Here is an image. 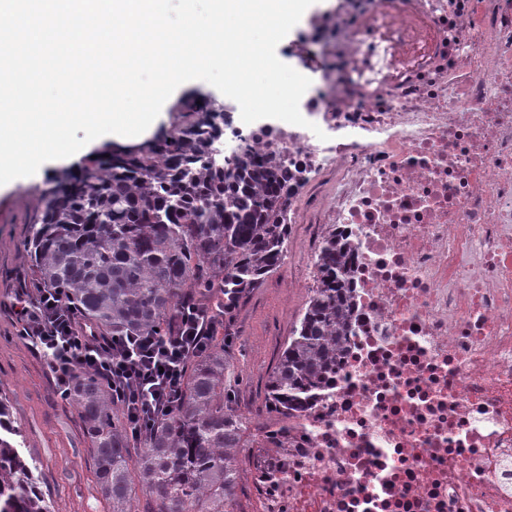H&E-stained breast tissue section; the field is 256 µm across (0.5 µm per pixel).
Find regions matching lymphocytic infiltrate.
Here are the masks:
<instances>
[{"label":"lymphocytic infiltrate","instance_id":"obj_1","mask_svg":"<svg viewBox=\"0 0 512 512\" xmlns=\"http://www.w3.org/2000/svg\"><path fill=\"white\" fill-rule=\"evenodd\" d=\"M20 335L49 359L53 391L66 396L77 372L105 382L132 439L142 440L177 407L191 360L224 324L223 303L186 304L163 336H110L87 329L78 310L48 288L24 285L15 303Z\"/></svg>","mask_w":512,"mask_h":512}]
</instances>
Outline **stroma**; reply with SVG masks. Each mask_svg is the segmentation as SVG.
I'll use <instances>...</instances> for the list:
<instances>
[{"mask_svg": "<svg viewBox=\"0 0 512 512\" xmlns=\"http://www.w3.org/2000/svg\"><path fill=\"white\" fill-rule=\"evenodd\" d=\"M340 0H319L276 48L277 57L319 83L334 65L304 34L315 21L327 20ZM57 170L44 168L40 179L19 178L0 186V395L5 396L27 448L42 465L43 491L53 512H108L110 505L94 479L93 459L84 425L73 406L54 396L47 362L17 334L12 306L30 273L21 257L35 217V203ZM325 232L321 224H293L280 266L251 290L225 317L217 339H230L229 377L234 408L259 430L266 410L269 373L290 336L314 285L311 259Z\"/></svg>", "mask_w": 512, "mask_h": 512, "instance_id": "35a3bbf8", "label": "stroma"}]
</instances>
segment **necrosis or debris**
<instances>
[{
	"label": "necrosis or debris",
	"instance_id": "necrosis-or-debris-1",
	"mask_svg": "<svg viewBox=\"0 0 512 512\" xmlns=\"http://www.w3.org/2000/svg\"><path fill=\"white\" fill-rule=\"evenodd\" d=\"M353 7L308 127L215 144L300 172L354 258L336 368L263 421L232 512H512V0Z\"/></svg>",
	"mask_w": 512,
	"mask_h": 512
}]
</instances>
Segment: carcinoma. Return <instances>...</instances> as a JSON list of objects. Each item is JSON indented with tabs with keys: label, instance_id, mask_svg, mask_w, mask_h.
Listing matches in <instances>:
<instances>
[{
	"label": "carcinoma",
	"instance_id": "cac0c4a2",
	"mask_svg": "<svg viewBox=\"0 0 512 512\" xmlns=\"http://www.w3.org/2000/svg\"><path fill=\"white\" fill-rule=\"evenodd\" d=\"M182 122L135 150L104 148L43 191L24 251L31 279L62 294L83 318L117 336L164 334L185 297L224 289V309L280 265L288 245V170L259 157L228 169L212 153L223 108L190 99ZM316 286L269 376L268 401L280 412L314 396L346 335L354 286L343 235L328 231ZM224 345L190 363L177 409L145 438L137 461L112 392L79 372L67 396L91 440L97 484L111 512H134L136 490L156 512H228L248 420L224 385ZM0 512H51L39 489L40 462L0 398Z\"/></svg>",
	"mask_w": 512,
	"mask_h": 512
}]
</instances>
